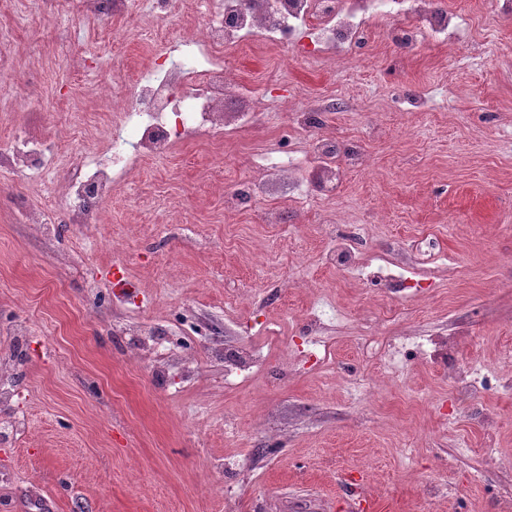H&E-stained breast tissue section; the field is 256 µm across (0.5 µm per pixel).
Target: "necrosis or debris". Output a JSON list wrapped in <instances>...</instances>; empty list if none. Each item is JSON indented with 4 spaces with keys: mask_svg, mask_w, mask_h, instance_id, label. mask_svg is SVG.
Listing matches in <instances>:
<instances>
[{
    "mask_svg": "<svg viewBox=\"0 0 512 512\" xmlns=\"http://www.w3.org/2000/svg\"><path fill=\"white\" fill-rule=\"evenodd\" d=\"M401 16L418 20L417 26L395 32L396 41L407 48L426 37L447 39L461 29V17L442 8L438 0H213L206 24L177 67L143 71L135 81L133 98L117 107V134L71 170L64 196L66 223H100L101 206L119 187L124 167L170 153L175 145L173 125L218 138L244 126L242 114L231 116L224 109L226 99L245 89L225 70L226 51L251 39L292 44L310 28L317 51L349 52L364 41L371 20ZM320 118L314 111L293 113L283 134L288 148L274 160L278 171L295 170L297 144Z\"/></svg>",
    "mask_w": 512,
    "mask_h": 512,
    "instance_id": "4bbe7bcc",
    "label": "necrosis or debris"
}]
</instances>
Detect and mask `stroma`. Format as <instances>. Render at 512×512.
<instances>
[{
	"mask_svg": "<svg viewBox=\"0 0 512 512\" xmlns=\"http://www.w3.org/2000/svg\"><path fill=\"white\" fill-rule=\"evenodd\" d=\"M443 4L463 36L412 53L378 20L354 56L231 55L252 95L228 108L252 124L140 161L103 223L49 238L19 211L57 207L111 100L207 16L172 0L157 41L142 0L44 29L39 0H0V152L32 136L60 160L42 180L0 167V352L17 389L0 420H24L0 436V512H512V13ZM401 92L430 109L394 111ZM310 108L323 120L291 180L271 157ZM246 182L256 195L225 209ZM353 231L410 292L325 263ZM316 301L335 316L311 337ZM129 322L182 338L195 376L134 359L112 330ZM219 341L266 344L252 380L225 384Z\"/></svg>",
	"mask_w": 512,
	"mask_h": 512,
	"instance_id": "35a3bbf8",
	"label": "stroma"
}]
</instances>
